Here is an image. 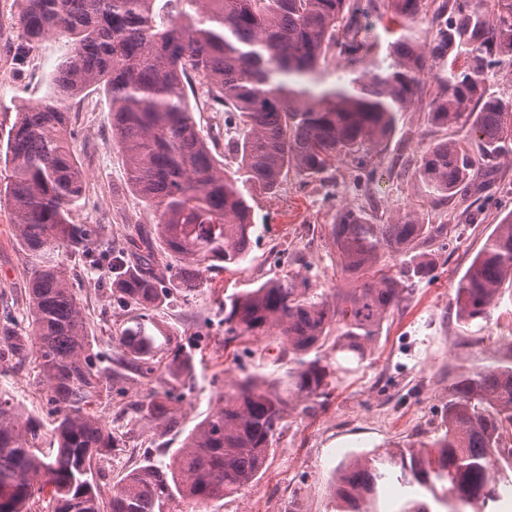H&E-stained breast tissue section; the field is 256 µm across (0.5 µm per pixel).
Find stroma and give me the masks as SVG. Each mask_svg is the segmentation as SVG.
<instances>
[{"instance_id": "stroma-1", "label": "stroma", "mask_w": 512, "mask_h": 512, "mask_svg": "<svg viewBox=\"0 0 512 512\" xmlns=\"http://www.w3.org/2000/svg\"><path fill=\"white\" fill-rule=\"evenodd\" d=\"M20 10L21 0H0V146L17 110L45 96L71 50L67 37L53 35L27 55H17ZM192 84L196 122L214 143L225 170L235 171L237 160L224 144L236 133L225 127L224 112L207 102L205 79L195 76ZM71 133L85 173L83 198L72 220L99 225L106 246L125 247L140 228L153 224L154 216L129 185L124 154L112 140V109L104 93L87 91L75 100ZM462 135L459 128L431 124L427 110L415 106L403 115L387 146L366 154L373 176L342 156L323 175L307 178L292 172L275 193L249 194L256 230L247 260L221 271L200 269L198 288L173 295L157 312L193 359L194 373L182 391L177 424L123 428L124 445L102 462L101 483L112 484L147 460L169 462L188 432L216 408L225 381L245 371L280 373L273 361L276 336L225 343L220 304L226 295L285 273L306 278L309 288L323 297L352 287L354 278L339 265L332 237L336 213L345 206L385 217L414 212L428 223L447 225V236L420 247L434 261L430 276L414 281L385 321L371 355L318 399L315 413L295 412L287 418L263 475L236 498L204 507L184 501L178 512H335L331 485L344 458L433 438L454 380L512 355V340L505 335L512 327V288H504L499 307L487 320L463 325L451 310L455 289L494 230L497 215L512 211V163L500 167L493 195L480 207L462 199L439 205L414 178L416 163L428 146ZM67 267L94 350L117 354L115 334L126 312L112 295L106 271L74 261ZM28 283V263L17 243L12 211L1 204L0 317L22 328L27 325ZM163 389L156 375L122 381L115 384L111 399L95 410L108 424L124 405ZM0 390L10 393L25 414L46 419L33 359L1 372Z\"/></svg>"}]
</instances>
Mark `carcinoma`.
Segmentation results:
<instances>
[{"mask_svg":"<svg viewBox=\"0 0 512 512\" xmlns=\"http://www.w3.org/2000/svg\"><path fill=\"white\" fill-rule=\"evenodd\" d=\"M20 53L63 34L71 53L42 100L19 113L4 157L12 179L0 187L29 266L27 329L0 323V372L32 356L51 420L27 417L0 392V512H32L50 488L52 512H173L233 498L264 470L287 416L310 413L317 399L356 370L384 322L405 298L406 283L433 264L417 243L448 233L416 213L385 220L345 208L333 241L344 271L361 276L379 259L411 255L404 279L382 275L318 297L298 276L271 279L224 298L225 341L279 330L288 370L241 374L224 383L219 407L186 435L170 462H148L102 493L99 462L117 447L93 406L112 393L59 253L109 274L131 314L117 336L121 360L170 386L129 404L118 419L172 421L191 377L190 360L154 311L173 293L198 287V268L238 266L255 224L247 186L275 191L288 172L314 176L332 160L387 143L414 104L433 124L466 130V144L429 146L414 177L439 202L477 200L495 186V169L512 155V96L490 91L488 76L512 68V0H22ZM400 20L389 63L352 70L348 84L314 95L283 77L321 82L331 61L361 62L374 44L360 42V20L378 13ZM427 24L425 37L417 26ZM466 50L459 61V50ZM444 68L437 91L425 75ZM205 76L211 105L235 113L242 135L229 143L237 170L224 172L193 115L187 86ZM112 105V139L125 155L129 183L155 223L117 252L100 249L98 225L74 224L83 171L70 142V102L90 88ZM512 285V212L474 256L452 308L469 325L485 320ZM332 341V354L323 352ZM512 358L456 380L444 430L431 442L352 456L336 470V512H381L386 487H410L398 512H494L497 486L512 482Z\"/></svg>","mask_w":512,"mask_h":512,"instance_id":"1","label":"carcinoma"}]
</instances>
